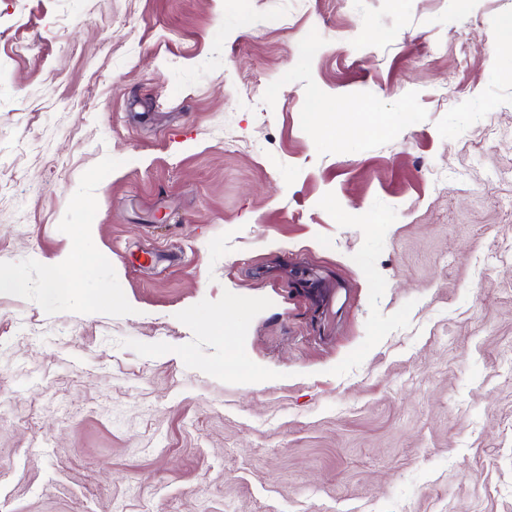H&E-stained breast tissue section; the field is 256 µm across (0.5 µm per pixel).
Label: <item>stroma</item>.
<instances>
[{
  "instance_id": "stroma-1",
  "label": "stroma",
  "mask_w": 512,
  "mask_h": 512,
  "mask_svg": "<svg viewBox=\"0 0 512 512\" xmlns=\"http://www.w3.org/2000/svg\"><path fill=\"white\" fill-rule=\"evenodd\" d=\"M0 162V512H512V0H0ZM249 305L244 302L230 300L224 305V312L220 313L217 317H215L212 322L213 335L215 338L221 340L224 339V329L226 332V328L229 326L230 322L228 318L234 317L247 311Z\"/></svg>"
}]
</instances>
